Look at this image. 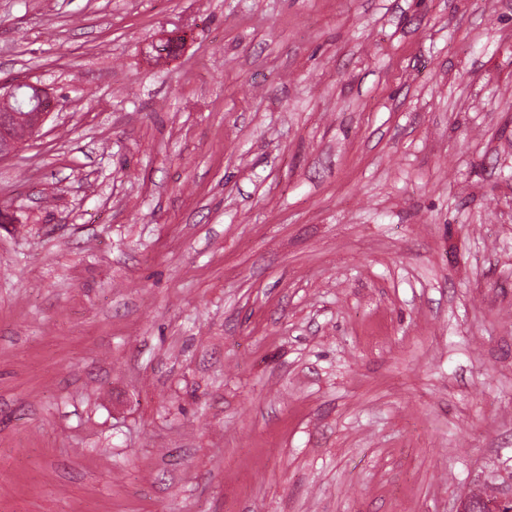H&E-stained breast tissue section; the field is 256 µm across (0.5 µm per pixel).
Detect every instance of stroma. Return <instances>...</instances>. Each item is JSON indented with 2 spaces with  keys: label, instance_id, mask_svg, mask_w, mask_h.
Instances as JSON below:
<instances>
[{
  "label": "stroma",
  "instance_id": "35a3bbf8",
  "mask_svg": "<svg viewBox=\"0 0 512 512\" xmlns=\"http://www.w3.org/2000/svg\"><path fill=\"white\" fill-rule=\"evenodd\" d=\"M14 79L0 512L512 493V0H0ZM38 87L41 98L33 95L31 103L36 117L32 127L24 138L15 136L12 130V114L16 112V104L19 102L21 94L29 88ZM45 99V101H43ZM51 100L45 88L34 85L26 81H6L0 83V157H5L18 151L28 140L34 138L41 131L44 122L54 111L53 103L47 104Z\"/></svg>",
  "mask_w": 512,
  "mask_h": 512
}]
</instances>
